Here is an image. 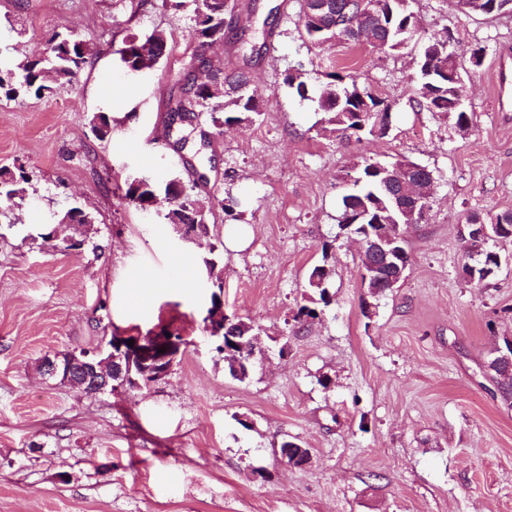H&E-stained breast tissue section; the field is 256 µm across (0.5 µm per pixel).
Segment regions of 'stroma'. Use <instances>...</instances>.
<instances>
[{"label":"stroma","mask_w":512,"mask_h":512,"mask_svg":"<svg viewBox=\"0 0 512 512\" xmlns=\"http://www.w3.org/2000/svg\"><path fill=\"white\" fill-rule=\"evenodd\" d=\"M420 27L479 49L464 75L467 132L410 104L414 47L377 52L301 35L299 0H237L223 43L201 48L190 11L162 0H0V64L46 52L67 31L96 50L61 91L0 102V165L30 173L23 205L0 216V512H512V407L486 364L512 336V240L488 284L466 282L460 228L512 210V13H470L457 0H411ZM273 32L270 45L241 30ZM165 31L153 69L126 72L127 34ZM246 70L261 95L250 125L200 123L178 150L168 135L174 79L198 54ZM334 60L391 103L385 134L347 140L285 83ZM112 118V137L89 120ZM427 166L424 223L405 226L411 253L399 288L373 297L357 247L336 218L363 159ZM179 172L200 197L238 200L198 242L121 198L131 176ZM95 218L79 249L33 235L71 204ZM224 267V311L251 323L263 355L245 381L224 371L204 329V258ZM190 258L177 270V257ZM332 270L318 319L308 275ZM372 316H364L363 303ZM170 328L187 346L168 376L88 394L43 377L47 355L93 351L111 337ZM247 416L243 428L237 416ZM308 448L307 466L280 446Z\"/></svg>","instance_id":"stroma-1"}]
</instances>
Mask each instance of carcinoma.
I'll return each instance as SVG.
<instances>
[{
	"instance_id": "1",
	"label": "carcinoma",
	"mask_w": 512,
	"mask_h": 512,
	"mask_svg": "<svg viewBox=\"0 0 512 512\" xmlns=\"http://www.w3.org/2000/svg\"><path fill=\"white\" fill-rule=\"evenodd\" d=\"M192 2V36L200 46H208L214 40L224 39L226 19L233 17L236 7L233 0H165V5L174 12H181ZM333 5L327 16L311 17L305 13L308 0H301L300 20L302 36L310 43L318 44L319 36L313 30L321 25L333 24L340 29H347L351 22H357L359 30L363 31L360 38L353 37L354 44H364L373 51L387 47L389 51L401 50L402 40L413 35L431 60L433 72L421 73L418 76L414 94L411 97L413 106L420 111L434 114H454L456 124L470 123L466 112L454 109L455 83L448 75L452 65L451 51L446 46L442 34L423 35L417 18L410 8H405L397 0H376L373 12L359 19L357 0H330ZM50 54L47 57L32 56L11 66H0V100H15L19 97L41 98L71 84L83 71L94 55V48L84 40L75 38L68 33L52 35ZM143 40L132 34L123 40L122 50L130 53V58L124 61L131 71H139L140 67L153 68L137 53ZM336 65H330V70L317 69L315 79L320 81L321 88L316 99L318 108L323 112L332 113L329 123L335 125L340 136H351L361 139L364 135H372L375 130V120H370L366 127L359 126L358 113L363 111V105L370 104L374 108L383 105V101L365 92L358 85L351 73L345 75L334 71ZM179 94L170 98L168 112L170 121L168 133L176 136L175 144L184 141V123L186 119L200 120L206 116L215 126L228 123H251L261 115L257 90L250 85L247 72L232 71L224 73V96L228 100L222 102L207 93L206 88L197 83L195 70L191 69L178 79ZM92 131L103 141L112 137V121L100 113L92 116ZM374 162L364 161L360 171V186L352 192L357 197V206L369 211L362 223L370 224L377 217L376 204L382 198L401 194V185L387 182L384 190H379L376 178L373 176ZM29 174L21 166L10 168L0 167V212L21 205L26 195V185ZM125 203L138 210L146 202L155 204V209L164 210L168 224H214L217 221L216 211L211 202L205 201L189 189L183 200L176 206L166 201L164 191L159 184L152 183L146 187L136 186L132 182L125 183L123 194ZM480 259L475 266L465 262L461 266L463 278L472 275L483 279L498 268V253L483 249Z\"/></svg>"
}]
</instances>
